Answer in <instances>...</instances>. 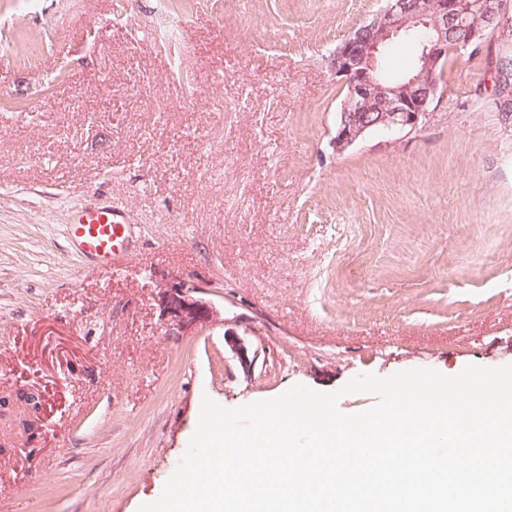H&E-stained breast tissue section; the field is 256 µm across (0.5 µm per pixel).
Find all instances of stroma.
<instances>
[{
    "instance_id": "35a3bbf8",
    "label": "stroma",
    "mask_w": 512,
    "mask_h": 512,
    "mask_svg": "<svg viewBox=\"0 0 512 512\" xmlns=\"http://www.w3.org/2000/svg\"><path fill=\"white\" fill-rule=\"evenodd\" d=\"M381 0H0V512H138L203 397L512 364V119L458 55L419 130L333 144L336 46ZM178 37H155L164 23ZM67 79L46 83L58 70ZM132 217L133 261L72 255L74 209ZM209 289L173 336L158 292ZM257 361L244 373L225 342ZM225 342L233 356L239 362L244 372H251L256 363V352L252 353L251 346L246 340L237 334H230L225 337Z\"/></svg>"
}]
</instances>
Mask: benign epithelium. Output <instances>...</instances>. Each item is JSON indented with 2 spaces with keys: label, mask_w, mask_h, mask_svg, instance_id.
Returning a JSON list of instances; mask_svg holds the SVG:
<instances>
[{
  "label": "benign epithelium",
  "mask_w": 512,
  "mask_h": 512,
  "mask_svg": "<svg viewBox=\"0 0 512 512\" xmlns=\"http://www.w3.org/2000/svg\"><path fill=\"white\" fill-rule=\"evenodd\" d=\"M512 0H385L384 6L356 27L336 48L332 70L345 95L341 102L334 145L343 151L365 133L416 131L434 102L444 97L439 73L448 64V37L468 49L488 40H512ZM425 30L415 74L400 83L377 76V55L402 35ZM204 286L178 280L161 293L160 316L167 331L187 332L215 319L217 311L202 298ZM225 343L249 373L256 353L234 333Z\"/></svg>",
  "instance_id": "benign-epithelium-1"
}]
</instances>
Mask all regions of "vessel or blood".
Instances as JSON below:
<instances>
[{
  "mask_svg": "<svg viewBox=\"0 0 512 512\" xmlns=\"http://www.w3.org/2000/svg\"><path fill=\"white\" fill-rule=\"evenodd\" d=\"M130 234L128 214L109 203L73 210L66 225L71 251L103 267H119L128 260Z\"/></svg>",
  "mask_w": 512,
  "mask_h": 512,
  "instance_id": "obj_1",
  "label": "vessel or blood"
}]
</instances>
